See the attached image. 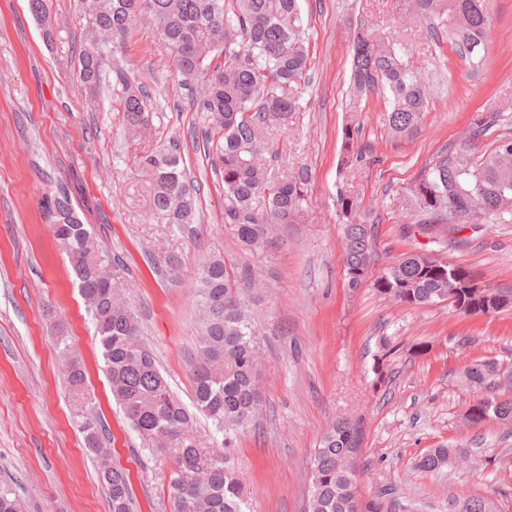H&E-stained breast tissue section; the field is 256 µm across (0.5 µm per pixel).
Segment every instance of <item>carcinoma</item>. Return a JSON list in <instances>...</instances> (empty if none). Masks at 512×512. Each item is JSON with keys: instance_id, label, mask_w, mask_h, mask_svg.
I'll return each instance as SVG.
<instances>
[{"instance_id": "1", "label": "carcinoma", "mask_w": 512, "mask_h": 512, "mask_svg": "<svg viewBox=\"0 0 512 512\" xmlns=\"http://www.w3.org/2000/svg\"><path fill=\"white\" fill-rule=\"evenodd\" d=\"M90 42L78 57L80 81L96 90L105 57L100 45L124 39L135 21L149 17L156 34L173 55L177 73L190 83L206 79L196 110L206 113L211 129L207 154L224 183V223L252 248L264 245L267 226L292 224L303 210L310 185L307 167L277 175L266 156L277 155L269 129L288 125L301 110L310 80V39L299 0H78ZM414 16L426 25L437 47L451 43L461 60L480 65L492 27L488 0H410ZM411 44L385 35L358 33L354 38L349 82V111H363L374 95L385 98L391 132L413 129L426 111L430 85L411 65ZM123 118L132 130L148 125L141 87L124 84ZM493 116L478 114L468 139L448 144L407 189V200L422 226L479 224L512 213V140L497 142L477 157L471 141L485 134ZM360 125L343 130L339 175L347 177L365 153ZM138 166L154 183L152 210L167 224L183 227L198 220L196 191L181 167L178 147L146 154ZM336 206L344 223V262L352 288L362 285L372 261L373 230L357 219L359 201L337 191ZM53 237L66 254L95 326L112 397L122 408L141 447L167 453L170 512H246L234 463L214 447L202 446L194 431L196 414L211 420L231 447L260 406V341L251 300L224 258L212 255L200 265L195 295L202 322L191 358L194 409L170 390L152 351L139 337L135 307L123 300L129 284L123 266L99 244L90 225L79 218L62 189L50 200ZM474 275L432 255L408 254L384 268L373 286L401 305L432 306L449 299L460 315L490 312L480 306L464 281ZM77 403V423L84 447L95 457L106 486L110 512H132V492L125 473L112 466L101 419L86 407V374L69 337L56 336ZM503 364L484 360L467 367L461 383L477 395L466 417L474 426L490 420L512 424V375L499 376ZM362 439L360 422L339 417L328 427L310 458L307 512H358L356 457ZM460 456L458 449L432 448L418 468L438 473ZM0 512H24L21 499L0 487ZM448 512H497L489 498L460 494L448 500Z\"/></svg>"}]
</instances>
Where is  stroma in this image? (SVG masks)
I'll return each instance as SVG.
<instances>
[{"label":"stroma","instance_id":"obj_1","mask_svg":"<svg viewBox=\"0 0 512 512\" xmlns=\"http://www.w3.org/2000/svg\"><path fill=\"white\" fill-rule=\"evenodd\" d=\"M48 7L43 26L28 0H0V486H11L26 512H110L73 422L54 340L61 322L87 369L112 462L130 475L133 512H169L173 463L141 448L113 400L93 324L49 228L45 202L63 188L123 263L142 338L184 403L193 395L188 359L200 262L218 253L254 279L261 410L229 450L251 512H304L311 451L341 415L362 423L361 507L448 512L449 498L465 493L512 512V425L469 426L470 396L459 380L475 362L512 364V308L464 317L444 303H394L372 283L414 252L465 267L480 284L512 288V214L452 234L443 226L402 233L416 221L407 187L441 147L464 138L475 115L498 113L477 153L512 138V0H490L494 26L473 69L451 44L436 48L407 0H301L311 44L305 109L271 136L276 169L305 164L311 186L298 223L272 225L256 250L224 224L223 182L202 146L205 116L192 105L198 89L182 85L152 23L140 19L122 44L104 45L105 79L91 97L74 73L86 29L77 0H48ZM361 29L395 32L412 44L414 67L432 77L415 130L390 132L376 96L363 112H348L352 43ZM125 80L146 95L150 122L139 135L122 118ZM354 119L366 153L352 175L358 216L375 238L370 278L357 289L348 286L336 215L342 128ZM173 142L200 214L183 229L153 218V184L137 165ZM422 341L429 351L413 353ZM386 347L390 381L377 390L374 360ZM448 444L468 455L467 465L440 474L418 469L424 453Z\"/></svg>","mask_w":512,"mask_h":512}]
</instances>
